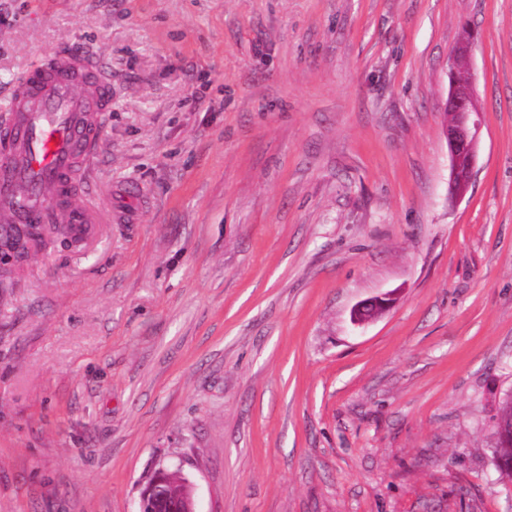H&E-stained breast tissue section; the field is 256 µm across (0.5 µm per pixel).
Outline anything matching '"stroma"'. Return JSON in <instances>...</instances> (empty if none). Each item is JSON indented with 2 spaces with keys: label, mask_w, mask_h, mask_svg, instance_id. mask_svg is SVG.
<instances>
[{
  "label": "stroma",
  "mask_w": 512,
  "mask_h": 512,
  "mask_svg": "<svg viewBox=\"0 0 512 512\" xmlns=\"http://www.w3.org/2000/svg\"><path fill=\"white\" fill-rule=\"evenodd\" d=\"M62 43L112 70L99 222L0 288V512H137L160 466L198 512H512V0H0V108ZM473 39L474 32L466 28L448 61L450 82L448 99L443 108L454 115L452 122L445 125L451 159L448 190L453 192L454 199L462 198L469 188L477 164L480 142L481 110L470 66ZM461 71L464 73L461 74ZM392 298L375 297L358 304L352 311L355 324H364L382 314L390 305Z\"/></svg>",
  "instance_id": "35a3bbf8"
}]
</instances>
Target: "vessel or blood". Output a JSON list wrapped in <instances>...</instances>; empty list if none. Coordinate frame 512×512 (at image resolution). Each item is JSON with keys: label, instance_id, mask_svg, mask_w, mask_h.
Here are the masks:
<instances>
[{"label": "vessel or blood", "instance_id": "1", "mask_svg": "<svg viewBox=\"0 0 512 512\" xmlns=\"http://www.w3.org/2000/svg\"><path fill=\"white\" fill-rule=\"evenodd\" d=\"M112 109V78L74 44L45 55L16 83L0 130V223L5 237L27 224L95 223L93 211L56 205L67 177L91 172L92 146Z\"/></svg>", "mask_w": 512, "mask_h": 512}]
</instances>
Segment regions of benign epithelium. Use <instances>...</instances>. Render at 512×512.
<instances>
[{
    "instance_id": "7a95c632",
    "label": "benign epithelium",
    "mask_w": 512,
    "mask_h": 512,
    "mask_svg": "<svg viewBox=\"0 0 512 512\" xmlns=\"http://www.w3.org/2000/svg\"><path fill=\"white\" fill-rule=\"evenodd\" d=\"M473 39L474 32L469 28L464 30L454 54L449 58L448 99L443 104V108L454 115L452 122L445 125V134L451 159L448 190L456 199L463 197L469 188L480 142V106L470 66ZM390 303L389 297L366 300L353 309L352 320L358 325L369 322L382 314ZM138 512H196L194 484L186 480L182 487L176 488L161 469L141 490Z\"/></svg>"
}]
</instances>
